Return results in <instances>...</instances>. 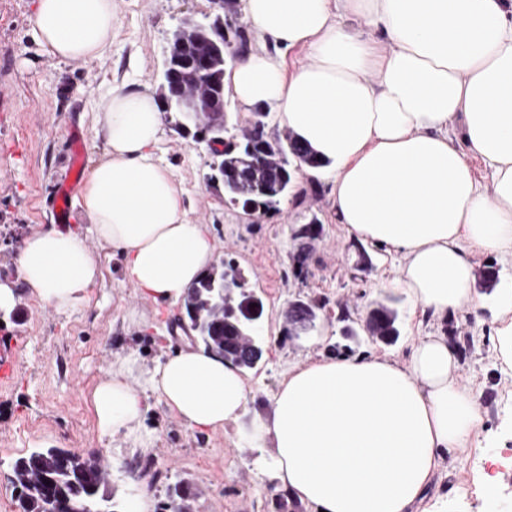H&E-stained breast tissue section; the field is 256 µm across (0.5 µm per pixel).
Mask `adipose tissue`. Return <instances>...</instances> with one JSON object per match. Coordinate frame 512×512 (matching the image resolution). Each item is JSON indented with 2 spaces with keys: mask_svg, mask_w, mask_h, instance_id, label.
Returning <instances> with one entry per match:
<instances>
[{
  "mask_svg": "<svg viewBox=\"0 0 512 512\" xmlns=\"http://www.w3.org/2000/svg\"><path fill=\"white\" fill-rule=\"evenodd\" d=\"M242 10L258 46L230 68L239 105L275 113L317 153L351 235L402 254L392 288L439 318L478 309L476 255L512 251V0H242ZM117 22L115 0H34L35 41L62 61L102 59ZM269 43L306 59L286 67ZM102 110L107 156L78 184L91 233L30 234L19 277L43 308L86 304L97 243L173 314L218 244L188 219L155 156L164 130L154 96L116 88ZM251 395L237 368L197 343L150 366L133 351L115 358L88 405L101 436L135 449L154 445L153 400L190 431L234 428L275 491L310 512H428L442 460L459 461L484 431L446 335L418 337L404 365L378 355L295 365L243 429Z\"/></svg>",
  "mask_w": 512,
  "mask_h": 512,
  "instance_id": "adipose-tissue-1",
  "label": "adipose tissue"
}]
</instances>
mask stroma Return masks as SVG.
I'll return each mask as SVG.
<instances>
[{
	"label": "stroma",
	"mask_w": 512,
	"mask_h": 512,
	"mask_svg": "<svg viewBox=\"0 0 512 512\" xmlns=\"http://www.w3.org/2000/svg\"><path fill=\"white\" fill-rule=\"evenodd\" d=\"M120 24L104 59L63 63L41 53L31 32L33 0H0V282L14 284L22 324L0 321V354L11 360L0 381V512H18L10 483L14 460L37 448L102 452L112 475L116 512H130L141 494L153 512H169L168 488L184 480L197 492L195 512H307L299 501L273 493L268 475L253 465L256 449L241 448L233 432L199 434L185 429L159 403L147 423L155 448L128 454L100 436L86 401L115 356L135 348L146 359L189 341L184 311L167 325L166 337L147 332L155 323L150 301L124 282L121 259L97 251L101 274L91 302L64 313L41 308L20 283L16 258L24 239L54 222L55 191L67 183L74 230L87 233L76 187L106 155L101 103L112 88L156 92L166 42L180 21L203 18L208 0H116ZM157 151L185 192L190 220L208 225L220 256H232L264 302L263 356L244 377L255 394L250 411L271 407L279 382L293 365L324 354H383L407 360L413 342L434 333H455L470 348L460 359L465 382L485 414V440L459 463L442 464L428 502L432 512H512V369L494 347L502 289L512 287V252L476 256L483 306L440 320L415 309L405 293L387 288L402 262L399 254L348 236L332 208L328 178L300 172V198L285 197L276 212L249 220L225 205L209 186L212 156L205 144L181 134L164 115ZM81 135V163L73 165L70 132ZM318 218L322 231L305 250L304 278L292 273L300 250L297 225ZM493 280H485L486 272ZM320 302L317 328L286 330L283 312L295 299ZM398 313L399 335L389 344L365 334L345 335L373 303ZM144 471L142 480L131 469Z\"/></svg>",
	"instance_id": "35a3bbf8"
}]
</instances>
